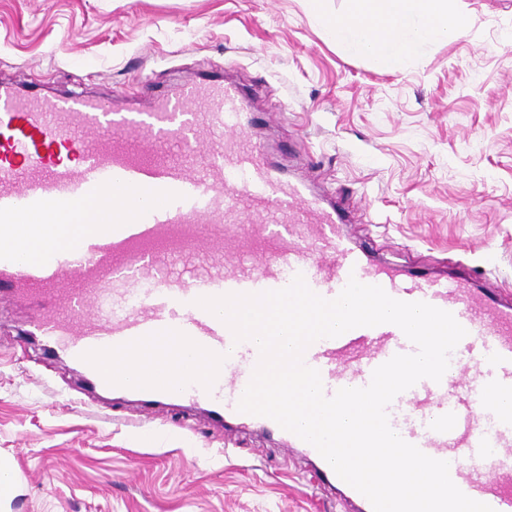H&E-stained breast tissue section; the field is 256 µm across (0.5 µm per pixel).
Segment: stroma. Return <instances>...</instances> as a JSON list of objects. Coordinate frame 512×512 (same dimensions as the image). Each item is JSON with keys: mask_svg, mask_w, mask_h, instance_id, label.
<instances>
[{"mask_svg": "<svg viewBox=\"0 0 512 512\" xmlns=\"http://www.w3.org/2000/svg\"><path fill=\"white\" fill-rule=\"evenodd\" d=\"M347 0H0V84L123 107L235 82L248 138L341 209L378 262L512 298V0H455L468 22L385 71L329 36ZM0 301L7 512H339L279 435L160 412L88 386ZM18 490V482L15 477L13 465L10 461L0 460V510L9 503ZM4 510H2L3 512Z\"/></svg>", "mask_w": 512, "mask_h": 512, "instance_id": "35a3bbf8", "label": "stroma"}]
</instances>
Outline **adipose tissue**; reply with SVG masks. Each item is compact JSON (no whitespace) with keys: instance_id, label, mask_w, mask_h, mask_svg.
<instances>
[{"instance_id":"obj_1","label":"adipose tissue","mask_w":512,"mask_h":512,"mask_svg":"<svg viewBox=\"0 0 512 512\" xmlns=\"http://www.w3.org/2000/svg\"><path fill=\"white\" fill-rule=\"evenodd\" d=\"M343 14L330 20L328 30L337 41L369 56L380 68L401 66L420 43L465 32L464 18L450 7L451 0H347ZM17 247L38 260L51 247H73L85 226L64 210L50 215L26 214Z\"/></svg>"}]
</instances>
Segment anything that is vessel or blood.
<instances>
[{
	"label": "vessel or blood",
	"instance_id": "1",
	"mask_svg": "<svg viewBox=\"0 0 512 512\" xmlns=\"http://www.w3.org/2000/svg\"><path fill=\"white\" fill-rule=\"evenodd\" d=\"M249 122L231 84L187 83L137 111L1 85L0 294L26 300L32 333L100 390L156 407L188 402L264 431L276 422L237 409L259 349L235 342L199 298L278 290L300 275L332 299L353 277L448 311L466 331L448 370L396 396L389 424L448 461L466 496L512 512V303L464 279L373 264L339 233L334 208L267 165L244 135ZM61 209L88 226L78 244L24 260L12 244L19 217ZM182 260L189 268L174 271ZM415 351L400 328L381 324L317 340L304 361L330 397ZM284 438L341 492L346 512H373L311 444Z\"/></svg>",
	"mask_w": 512,
	"mask_h": 512
}]
</instances>
